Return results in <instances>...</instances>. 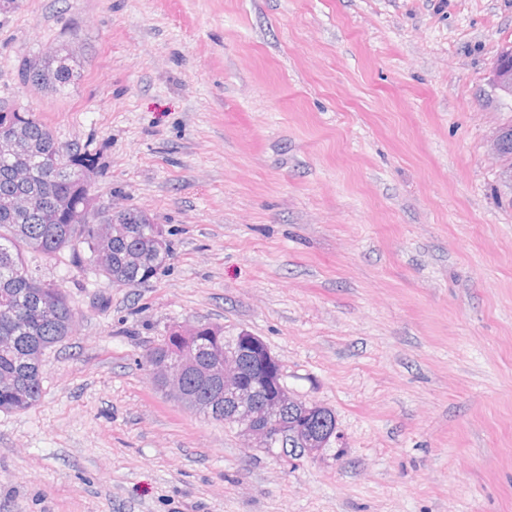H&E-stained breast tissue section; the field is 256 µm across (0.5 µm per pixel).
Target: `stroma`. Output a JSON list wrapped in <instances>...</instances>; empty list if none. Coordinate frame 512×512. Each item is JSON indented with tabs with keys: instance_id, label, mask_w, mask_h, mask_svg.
Listing matches in <instances>:
<instances>
[{
	"instance_id": "obj_1",
	"label": "stroma",
	"mask_w": 512,
	"mask_h": 512,
	"mask_svg": "<svg viewBox=\"0 0 512 512\" xmlns=\"http://www.w3.org/2000/svg\"><path fill=\"white\" fill-rule=\"evenodd\" d=\"M512 0H17L0 105L98 157L160 224L118 287L29 251L77 317L0 412V512H512V192L489 78ZM73 54L64 92L29 60ZM200 323L261 338L330 408L318 459L253 448L153 384Z\"/></svg>"
}]
</instances>
